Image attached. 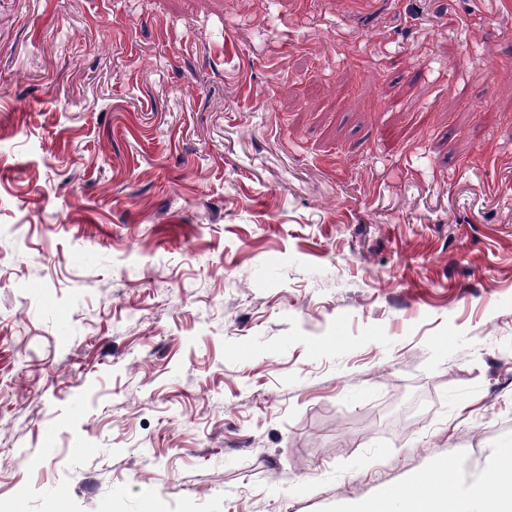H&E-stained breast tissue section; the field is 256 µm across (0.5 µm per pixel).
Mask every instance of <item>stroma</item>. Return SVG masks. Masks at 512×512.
<instances>
[{
    "instance_id": "obj_1",
    "label": "stroma",
    "mask_w": 512,
    "mask_h": 512,
    "mask_svg": "<svg viewBox=\"0 0 512 512\" xmlns=\"http://www.w3.org/2000/svg\"><path fill=\"white\" fill-rule=\"evenodd\" d=\"M510 448L512 0H0V512Z\"/></svg>"
}]
</instances>
